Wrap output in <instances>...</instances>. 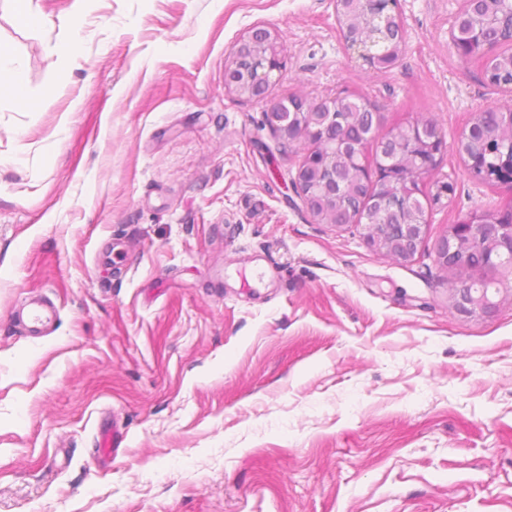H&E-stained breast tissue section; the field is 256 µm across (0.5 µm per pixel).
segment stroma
Returning <instances> with one entry per match:
<instances>
[{"label":"stroma","instance_id":"obj_1","mask_svg":"<svg viewBox=\"0 0 512 512\" xmlns=\"http://www.w3.org/2000/svg\"><path fill=\"white\" fill-rule=\"evenodd\" d=\"M36 3L33 32L0 0L34 94L0 93V512H512V266L477 271L497 305L466 315L437 258L452 224L512 206L458 151L507 101L449 40L462 0H398L383 71L332 0H91L67 64L72 0ZM256 28L284 57L266 99L440 128L412 260L289 188L307 144L225 84ZM34 297L57 310L40 338L17 318ZM393 22L391 26L395 28L394 31H390L393 33L394 38L398 36L396 40V44L390 48L381 47L377 45V42L369 41L367 43L361 42H348V46L357 50L359 55L368 63L370 68L373 69H388L394 67L396 63L399 61L402 52H403V33L400 21ZM399 26V27H398Z\"/></svg>","mask_w":512,"mask_h":512}]
</instances>
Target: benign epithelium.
<instances>
[{
  "instance_id": "obj_1",
  "label": "benign epithelium",
  "mask_w": 512,
  "mask_h": 512,
  "mask_svg": "<svg viewBox=\"0 0 512 512\" xmlns=\"http://www.w3.org/2000/svg\"><path fill=\"white\" fill-rule=\"evenodd\" d=\"M373 16L388 24L397 15L392 13L394 0H365ZM466 41L472 51L483 60L488 81L508 93H512V81L496 80L493 48L482 45L480 29L471 27ZM373 69H388L396 65L403 52V33H398L396 44L390 48L377 43H348ZM283 66L281 52L271 33L266 29L252 32L243 39L225 64L226 85L240 95L265 98L270 75ZM343 118L336 100L327 104L312 103L301 112L296 111L288 100H269L263 112V125L280 140L290 143L307 141L317 149L306 155V163L299 167L292 184L299 192L313 220L341 227L336 222V169L347 172L360 185L378 183L383 188L370 198L365 215L372 213L384 218V223L374 224L366 220L364 239L376 253L397 261L414 257L425 233V225L418 221L397 220L403 209L419 205L418 187L443 159L448 146L445 138L434 132L430 122L416 119L406 124L407 139L397 149L408 158L407 171L394 172L395 164L388 155L391 135L375 121L364 135L379 149L380 163L369 172L361 162L363 145L356 142L340 146L326 138L328 129ZM482 247L486 250V263L496 267L505 262L512 265V223L498 224L493 215L473 212L450 227L437 251L439 262L455 270L467 267L469 249ZM452 308L465 314L488 313L496 307L493 297L484 288H469L452 283L448 288Z\"/></svg>"
}]
</instances>
